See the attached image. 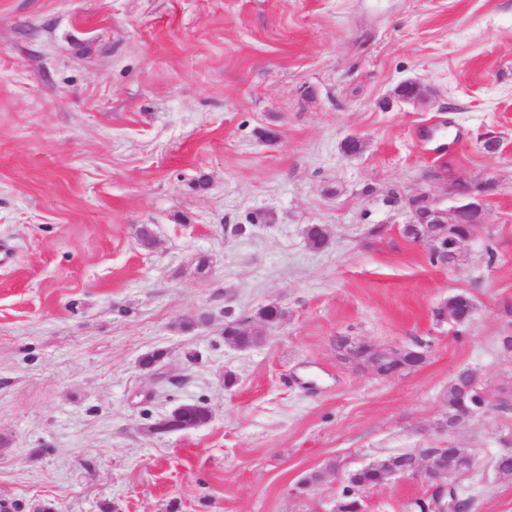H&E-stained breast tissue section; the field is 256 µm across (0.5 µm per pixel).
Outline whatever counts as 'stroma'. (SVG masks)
I'll use <instances>...</instances> for the list:
<instances>
[{
  "mask_svg": "<svg viewBox=\"0 0 512 512\" xmlns=\"http://www.w3.org/2000/svg\"><path fill=\"white\" fill-rule=\"evenodd\" d=\"M459 176L495 188L448 266L403 226ZM1 252L11 512H333L344 474L417 448L465 449L458 494L512 512V0H0ZM457 293L471 320H437ZM267 305L262 344L225 342ZM340 336L425 362L383 378ZM464 369L488 404L448 432ZM197 402L206 424L154 432Z\"/></svg>",
  "mask_w": 512,
  "mask_h": 512,
  "instance_id": "1",
  "label": "stroma"
}]
</instances>
